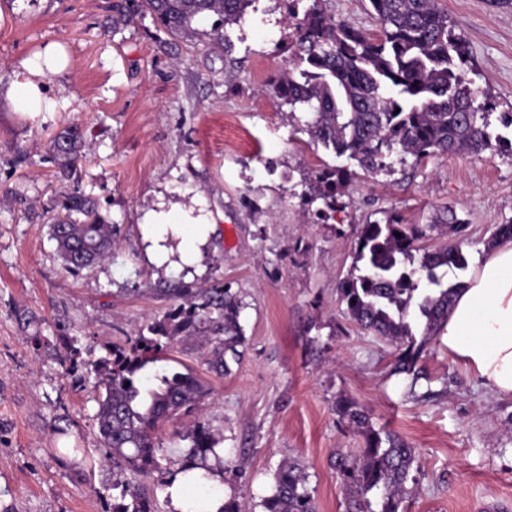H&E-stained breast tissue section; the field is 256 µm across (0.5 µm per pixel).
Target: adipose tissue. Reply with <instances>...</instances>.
Here are the masks:
<instances>
[{"label": "adipose tissue", "instance_id": "ef3b65f1", "mask_svg": "<svg viewBox=\"0 0 512 512\" xmlns=\"http://www.w3.org/2000/svg\"><path fill=\"white\" fill-rule=\"evenodd\" d=\"M54 48L42 63L23 60L7 95L25 112H37L45 98L41 75L59 72ZM484 258L455 296L438 340L449 355L463 362L485 388L512 397V239L484 248Z\"/></svg>", "mask_w": 512, "mask_h": 512}]
</instances>
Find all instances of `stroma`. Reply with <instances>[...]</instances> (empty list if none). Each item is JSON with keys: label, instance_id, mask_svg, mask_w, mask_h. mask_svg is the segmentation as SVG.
I'll return each mask as SVG.
<instances>
[{"label": "stroma", "instance_id": "35a3bbf8", "mask_svg": "<svg viewBox=\"0 0 512 512\" xmlns=\"http://www.w3.org/2000/svg\"><path fill=\"white\" fill-rule=\"evenodd\" d=\"M115 2L0 0V512H112L94 378L74 368L68 342L84 361L125 345L164 313L158 290L177 279L223 281L245 304V354L230 375L209 377L201 410L222 438L225 495L256 507L294 458L317 512H345L331 457L362 439L336 414L344 394L416 449L407 512L512 506V398L493 396L435 341L418 362L425 381L410 387L391 374L390 347L349 323L336 295L359 226L391 213L425 224L454 210L477 264L512 223V153L350 174L342 207L319 218L300 195L340 161L269 92L292 64L284 0H254L223 54L207 36L177 43L148 20L113 27ZM438 5L469 46L470 78L512 112V0ZM51 44L68 57L43 78L52 111H14L3 94L14 70ZM72 124L87 160L61 183L48 147ZM63 190L90 195L119 230L113 258L77 274L50 238ZM162 213L209 225L206 240L172 236L167 257L150 258L143 228Z\"/></svg>", "mask_w": 512, "mask_h": 512}]
</instances>
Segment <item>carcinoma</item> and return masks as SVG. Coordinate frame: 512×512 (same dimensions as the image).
Here are the masks:
<instances>
[{"label": "carcinoma", "instance_id": "1", "mask_svg": "<svg viewBox=\"0 0 512 512\" xmlns=\"http://www.w3.org/2000/svg\"><path fill=\"white\" fill-rule=\"evenodd\" d=\"M308 2L293 26V64L270 84V93L291 110L308 115L312 143L367 175H376L407 157L449 154L479 155L504 149L512 138L497 132L490 120L486 91L466 77L469 50L455 32L437 0H368L379 32L375 35L336 17L322 0H290L294 10ZM255 0H132L112 6V26L128 25L135 17H151L170 36L193 41L196 23L212 19L207 32L211 49L230 47L225 28L241 23ZM84 133L63 128L52 140L58 159L56 178L70 177L83 157ZM349 171L345 167L318 172L302 200H322L335 209ZM50 238L69 273L99 264L112 256L116 225L108 221L91 197L63 192ZM433 232H462L452 210H438L428 224H404L399 216L360 226L352 266L339 280L337 295L347 320L393 348L392 373L420 379L417 363L436 337L453 298L464 282H448V270L466 271L469 259L463 242L425 244ZM172 301L162 316L148 323L124 347L87 363L98 392V432L107 459L118 469L113 488L120 490L112 512H155L137 484L124 471L158 474L170 487L179 474L203 469L206 474L188 484L195 503L187 512H207L211 487L207 474L225 462L215 447L211 427L194 422L186 433L190 446L173 457L157 441L156 432L177 416L193 414L213 390L191 367L171 369L170 352L181 340L194 341L206 371L226 376L239 363L246 345L240 322L241 298L216 280L209 286L177 282L165 290ZM152 374L141 376L148 366ZM336 413L363 437L360 453L337 454L346 498V512H407L408 484L417 463L416 449L398 434L375 428L349 397L336 401ZM215 457L216 465L207 464ZM261 512H317L309 475L296 459L281 463L271 492L259 502Z\"/></svg>", "mask_w": 512, "mask_h": 512}]
</instances>
